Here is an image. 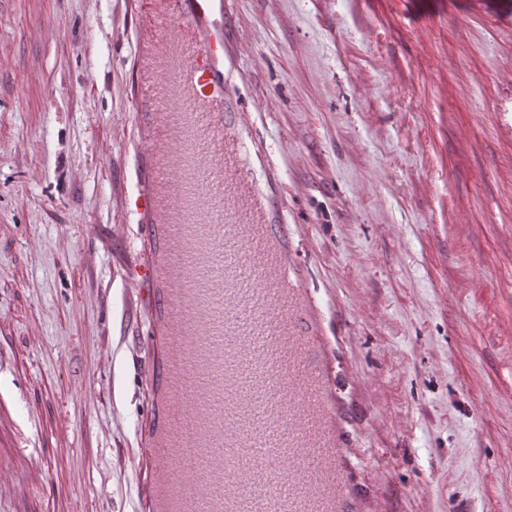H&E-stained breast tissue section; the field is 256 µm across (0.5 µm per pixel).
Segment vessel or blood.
<instances>
[{
    "instance_id": "obj_1",
    "label": "vessel or blood",
    "mask_w": 512,
    "mask_h": 512,
    "mask_svg": "<svg viewBox=\"0 0 512 512\" xmlns=\"http://www.w3.org/2000/svg\"><path fill=\"white\" fill-rule=\"evenodd\" d=\"M224 0H137L133 237L112 258L146 318L150 412L135 468L140 512H363L350 460L352 380L309 284L279 192L229 80ZM16 409L0 394V501L28 512Z\"/></svg>"
}]
</instances>
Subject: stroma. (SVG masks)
I'll use <instances>...</instances> for the list:
<instances>
[{
	"label": "stroma",
	"instance_id": "1",
	"mask_svg": "<svg viewBox=\"0 0 512 512\" xmlns=\"http://www.w3.org/2000/svg\"><path fill=\"white\" fill-rule=\"evenodd\" d=\"M226 8L253 49L243 103L371 402L351 451L368 512H512V0ZM0 9V392L38 438L30 509L134 512L142 328L111 252L80 246L125 221L108 159L134 110L132 6Z\"/></svg>",
	"mask_w": 512,
	"mask_h": 512
}]
</instances>
